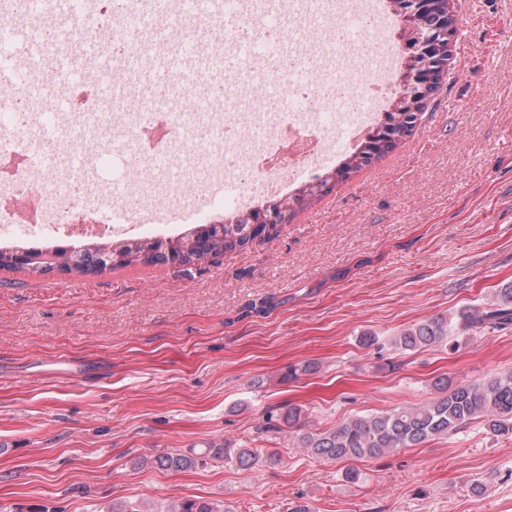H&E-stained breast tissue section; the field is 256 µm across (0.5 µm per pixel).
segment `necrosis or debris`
<instances>
[{"mask_svg": "<svg viewBox=\"0 0 512 512\" xmlns=\"http://www.w3.org/2000/svg\"><path fill=\"white\" fill-rule=\"evenodd\" d=\"M278 23L265 30L273 55L259 59L256 78L227 77L226 92L212 90L209 75L191 85L178 75L164 77L172 97L208 100L198 112L165 115L164 153L171 169H159L142 153L128 191L140 202L160 200L189 205L217 180L259 163L260 177L247 184L232 211L285 195L302 173L323 168L330 160L336 132L347 129L358 143L387 104L388 89L399 66L400 48L388 32L392 18L380 0H279ZM364 20L369 50L349 53L336 47L344 21ZM33 120L65 117L77 133L73 152L88 155L95 138L111 128L140 136L152 122L139 110L116 111L100 95L99 83L59 71L28 96ZM35 198L39 221L1 224L0 237H52L58 230L54 206L87 210L93 199L71 190L70 180H32L0 176V198L16 192Z\"/></svg>", "mask_w": 512, "mask_h": 512, "instance_id": "1", "label": "necrosis or debris"}]
</instances>
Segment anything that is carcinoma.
I'll use <instances>...</instances> for the list:
<instances>
[{
	"label": "carcinoma",
	"mask_w": 512,
	"mask_h": 512,
	"mask_svg": "<svg viewBox=\"0 0 512 512\" xmlns=\"http://www.w3.org/2000/svg\"><path fill=\"white\" fill-rule=\"evenodd\" d=\"M391 15L399 25L401 66L395 76L398 92L380 113L368 135L336 162L325 175L305 183L282 197L262 201L277 210V216L292 221L297 210L331 192L336 184L393 151L399 142L413 134L411 126L404 134L400 129L415 120V113L425 111L428 100L441 88L448 72L441 63L451 57V41L445 33H456L453 6L444 10L426 6L410 11L403 0H386ZM260 207L224 218L223 227L199 224L168 240L130 239L112 244H91L74 257L66 246L26 247L36 257L29 272L44 274L54 266L67 267L77 276L104 271L106 258L120 256L118 266L153 265L167 256L181 258V265L195 266L210 255H222L244 248L251 241L252 222L259 218ZM512 327V284L498 291L497 303L485 307H467L456 319L443 316L420 321L392 337L389 343L401 350L446 345L454 348L457 337L476 335L482 329ZM434 396L415 406L393 408L384 413L355 415L339 427L305 432L300 445L309 455L323 460H352L381 457L399 448H411L436 438L458 434L478 422L494 437L512 439V368L484 381L455 382L447 376L432 382ZM301 411L288 407L284 411L268 410L256 427V433L268 434L281 424L294 425ZM261 454L253 448H236L230 441L210 442L200 448L167 450L140 461V466L158 470H190L216 464H232L242 469L254 467ZM91 512H145L138 502L115 501L95 504ZM166 512H227L224 505L199 499H185L171 505Z\"/></svg>",
	"instance_id": "carcinoma-1"
}]
</instances>
